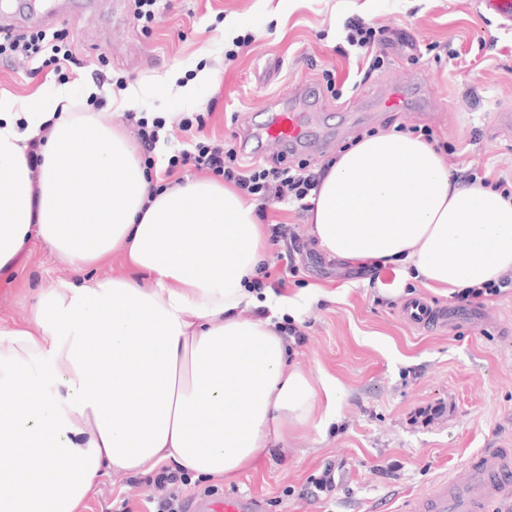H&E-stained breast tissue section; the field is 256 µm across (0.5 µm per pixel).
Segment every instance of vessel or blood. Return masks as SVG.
Instances as JSON below:
<instances>
[{"label":"vessel or blood","mask_w":512,"mask_h":512,"mask_svg":"<svg viewBox=\"0 0 512 512\" xmlns=\"http://www.w3.org/2000/svg\"><path fill=\"white\" fill-rule=\"evenodd\" d=\"M419 95L407 90H393L378 100L382 108L401 112L416 105ZM305 99L298 98L271 110L265 123L253 136L254 151L264 142L293 153L320 145L323 137L310 127L304 110ZM512 473V450L485 448L472 454L455 475L432 483L424 492L404 503V512H497L512 498L507 490L506 475ZM256 499L228 497L209 504H195L191 512H257Z\"/></svg>","instance_id":"obj_1"}]
</instances>
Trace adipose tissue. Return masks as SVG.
I'll list each match as a JSON object with an SVG mask.
<instances>
[{
  "instance_id": "adipose-tissue-1",
  "label": "adipose tissue",
  "mask_w": 512,
  "mask_h": 512,
  "mask_svg": "<svg viewBox=\"0 0 512 512\" xmlns=\"http://www.w3.org/2000/svg\"><path fill=\"white\" fill-rule=\"evenodd\" d=\"M68 100L0 98V269L38 242L74 274L39 293L23 324L0 326V512H83L99 477L165 461L233 481L336 397L288 366L277 326L296 300L246 286L269 231L236 188L157 189L120 125ZM311 203L329 256L448 292L512 271V197L459 184L421 137H362ZM116 254L129 274L88 276Z\"/></svg>"
}]
</instances>
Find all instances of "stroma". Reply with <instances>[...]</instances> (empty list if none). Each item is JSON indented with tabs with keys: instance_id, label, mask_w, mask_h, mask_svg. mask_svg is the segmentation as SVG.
Returning a JSON list of instances; mask_svg holds the SVG:
<instances>
[{
	"instance_id": "obj_1",
	"label": "stroma",
	"mask_w": 512,
	"mask_h": 512,
	"mask_svg": "<svg viewBox=\"0 0 512 512\" xmlns=\"http://www.w3.org/2000/svg\"><path fill=\"white\" fill-rule=\"evenodd\" d=\"M352 19L385 28L391 40L388 64L361 85L346 41ZM228 20L251 39L231 62ZM22 25L63 30L78 63L57 77L36 72L32 61L0 58L1 97L24 103L63 89L76 99L92 85L99 90L93 111L111 121L113 92L129 88L138 112L166 118L171 152L191 144L182 117L205 114L203 136L235 145L273 102L293 100L309 84L325 139L290 163L317 170L367 132L420 126L444 145L457 178L477 166L488 180H512V127L497 121L512 107V23H501L483 0H158L149 22L137 19L134 0H46L29 15L24 0H8L0 28ZM430 43L453 44L461 67L431 54L414 58L413 45ZM204 70L212 77L194 96L166 86L168 77L184 84ZM417 75L425 111L372 108L380 92L411 87ZM331 80L342 95L330 92ZM267 215L307 245L284 293L323 289L291 320L297 333L288 339V364L335 384L340 420L288 438L233 483L191 480L184 497H253L261 512H399L476 451L512 448V288L463 307L448 325L414 324L403 316L409 302L450 309L457 298L403 279L391 265L371 271L328 257L305 211L276 205ZM70 277L47 248L30 245L0 273V323L24 322L41 290ZM152 494L147 476L113 473L95 488L87 512H112L122 499L132 512H148Z\"/></svg>"
}]
</instances>
